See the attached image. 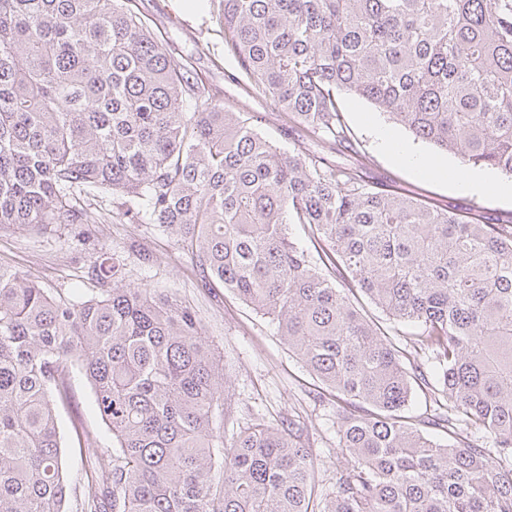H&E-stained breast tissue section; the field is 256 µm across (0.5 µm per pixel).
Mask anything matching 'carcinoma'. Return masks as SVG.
Returning <instances> with one entry per match:
<instances>
[{"mask_svg": "<svg viewBox=\"0 0 512 512\" xmlns=\"http://www.w3.org/2000/svg\"><path fill=\"white\" fill-rule=\"evenodd\" d=\"M222 4L225 44L288 114L284 135L352 147L344 91L512 178V0ZM108 219L175 232L309 373L374 411L339 418L347 463L328 481L292 421L225 435L228 382L201 320L118 285L119 262L91 267L113 287L84 301L0 263V512H66L71 364L112 433L110 452L83 443V512H512V217L462 218L282 151L126 0H0V229ZM357 290L413 328L405 344ZM417 389L436 408L411 420Z\"/></svg>", "mask_w": 512, "mask_h": 512, "instance_id": "1", "label": "carcinoma"}]
</instances>
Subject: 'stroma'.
<instances>
[{"label":"stroma","mask_w":512,"mask_h":512,"mask_svg":"<svg viewBox=\"0 0 512 512\" xmlns=\"http://www.w3.org/2000/svg\"><path fill=\"white\" fill-rule=\"evenodd\" d=\"M180 0H134L155 34L166 44L172 61L186 65L195 77L215 89L229 111L247 119L265 138L286 151L297 142L283 134L285 116L270 98L257 94L236 59L224 49L223 6L206 0L205 11H182ZM357 152L332 154V161L360 166L373 181L393 186L416 199L452 206L461 213L478 212L489 222L512 214V195L495 188L480 193L465 190L452 169L454 155L439 152L415 139L404 127L370 103L343 93L338 97ZM379 129L390 131L399 144L445 167L442 175L418 172L376 139ZM119 260L125 284L150 289L157 296L196 312L205 334L220 357L229 381L224 407V432L232 434L251 422L293 418L304 423L302 440L332 476L343 456L333 453L336 423L348 412L346 402L327 397L315 401L316 381L281 339L271 318L257 313L222 286L209 285L183 250L178 236L152 224H53L35 231L26 227L0 230V262L27 272L54 295L91 298L100 292L89 269L101 255ZM72 402L60 412L59 430L64 458L71 473L87 461L74 442L76 429L89 432L96 448L112 447V435L102 423L94 396L80 375L71 380Z\"/></svg>","instance_id":"1"}]
</instances>
